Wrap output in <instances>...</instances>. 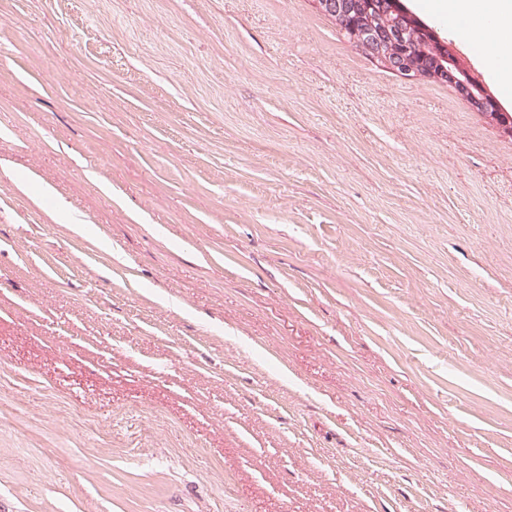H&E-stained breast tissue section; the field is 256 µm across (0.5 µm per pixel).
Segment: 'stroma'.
I'll return each instance as SVG.
<instances>
[{
  "label": "stroma",
  "mask_w": 512,
  "mask_h": 512,
  "mask_svg": "<svg viewBox=\"0 0 512 512\" xmlns=\"http://www.w3.org/2000/svg\"><path fill=\"white\" fill-rule=\"evenodd\" d=\"M0 512H512V138L313 0H0Z\"/></svg>",
  "instance_id": "stroma-1"
}]
</instances>
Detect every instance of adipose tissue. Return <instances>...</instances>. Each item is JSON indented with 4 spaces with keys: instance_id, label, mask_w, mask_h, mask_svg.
Returning <instances> with one entry per match:
<instances>
[{
    "instance_id": "adipose-tissue-1",
    "label": "adipose tissue",
    "mask_w": 512,
    "mask_h": 512,
    "mask_svg": "<svg viewBox=\"0 0 512 512\" xmlns=\"http://www.w3.org/2000/svg\"><path fill=\"white\" fill-rule=\"evenodd\" d=\"M432 8L451 21L476 18L472 32L487 48L500 46L503 29H512V0H434Z\"/></svg>"
}]
</instances>
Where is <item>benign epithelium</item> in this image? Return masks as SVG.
I'll list each match as a JSON object with an SVG mask.
<instances>
[{
    "mask_svg": "<svg viewBox=\"0 0 512 512\" xmlns=\"http://www.w3.org/2000/svg\"><path fill=\"white\" fill-rule=\"evenodd\" d=\"M321 7L336 17L338 22L348 23L349 5L340 0H322ZM404 45L405 42L392 36L385 39L380 37L371 23L362 29L361 46L367 53L384 60L403 78L420 80L422 73L411 62ZM429 73L438 81L453 87L474 110L487 117L501 131H512V115L492 95L480 75L461 59L455 48L450 46L448 52L436 56Z\"/></svg>",
    "mask_w": 512,
    "mask_h": 512,
    "instance_id": "1",
    "label": "benign epithelium"
}]
</instances>
